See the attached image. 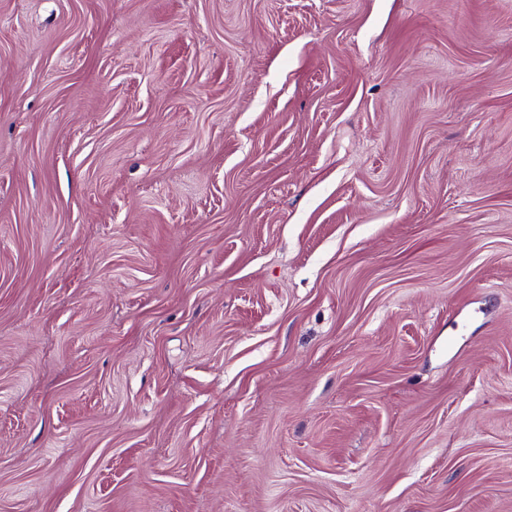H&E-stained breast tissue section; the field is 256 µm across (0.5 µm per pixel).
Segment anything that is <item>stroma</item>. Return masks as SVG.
Listing matches in <instances>:
<instances>
[{
    "label": "stroma",
    "instance_id": "stroma-1",
    "mask_svg": "<svg viewBox=\"0 0 512 512\" xmlns=\"http://www.w3.org/2000/svg\"><path fill=\"white\" fill-rule=\"evenodd\" d=\"M0 512H512V0H0Z\"/></svg>",
    "mask_w": 512,
    "mask_h": 512
}]
</instances>
